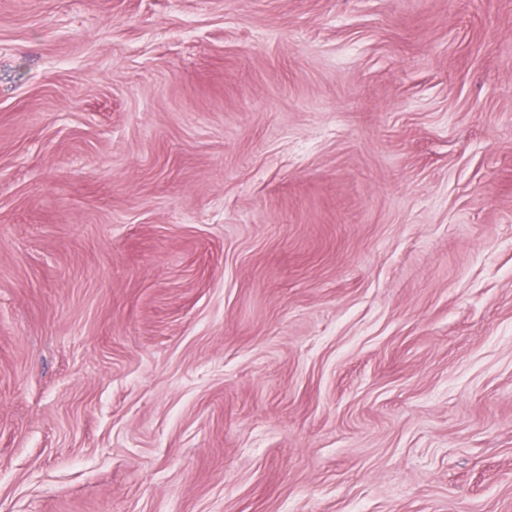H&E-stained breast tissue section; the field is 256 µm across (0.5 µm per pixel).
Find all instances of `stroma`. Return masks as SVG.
<instances>
[{"instance_id":"stroma-1","label":"stroma","mask_w":512,"mask_h":512,"mask_svg":"<svg viewBox=\"0 0 512 512\" xmlns=\"http://www.w3.org/2000/svg\"><path fill=\"white\" fill-rule=\"evenodd\" d=\"M0 512H512V0H0Z\"/></svg>"}]
</instances>
